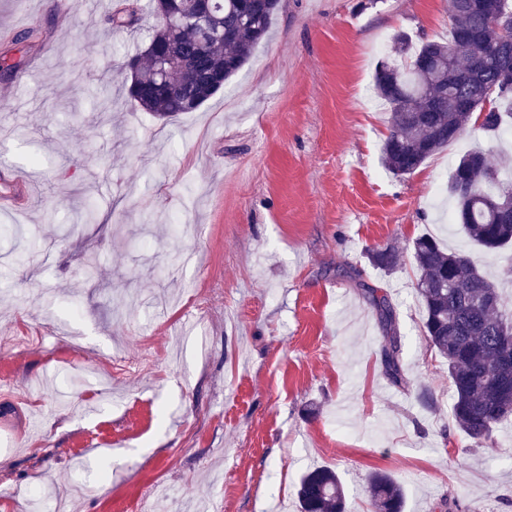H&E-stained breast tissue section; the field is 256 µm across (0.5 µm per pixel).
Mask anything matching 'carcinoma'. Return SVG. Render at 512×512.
Listing matches in <instances>:
<instances>
[{
	"instance_id": "obj_1",
	"label": "carcinoma",
	"mask_w": 512,
	"mask_h": 512,
	"mask_svg": "<svg viewBox=\"0 0 512 512\" xmlns=\"http://www.w3.org/2000/svg\"><path fill=\"white\" fill-rule=\"evenodd\" d=\"M280 0H148L156 23L148 43L129 56L128 94L142 112L167 116L193 112L219 92L207 81L224 70L223 82L249 62L269 33ZM451 38L418 45L405 33L393 40L381 60L374 93L389 106V134L382 144L384 167L396 176L413 174L429 157L464 130L470 114L487 112L483 130L498 134L512 117V86L503 87L502 70L512 65L486 49L499 44L498 18L512 16V0H450ZM500 169L481 148L455 164L448 193L460 231L474 244L498 255L512 248V180L488 184ZM419 277L416 292L424 308L427 340L448 363L453 389L452 419L474 447L490 440L512 417V362L501 360V347L512 332L500 288L491 276L462 253L446 250L432 237L413 243ZM370 262L387 272L398 255L385 249ZM384 331L382 361L395 385H405L401 337L387 295L364 289ZM372 512H403L405 493L384 473L368 483ZM300 512H346L345 492L336 471L327 466L300 479Z\"/></svg>"
}]
</instances>
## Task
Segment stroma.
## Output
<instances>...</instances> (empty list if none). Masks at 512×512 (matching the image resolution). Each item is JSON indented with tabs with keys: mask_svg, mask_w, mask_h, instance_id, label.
<instances>
[{
	"mask_svg": "<svg viewBox=\"0 0 512 512\" xmlns=\"http://www.w3.org/2000/svg\"><path fill=\"white\" fill-rule=\"evenodd\" d=\"M53 2L0 0V68L23 59L29 78L12 99L0 75V187L25 173L39 197L0 211V512H299L320 466L350 512H371L374 472L404 512H512V423L481 448L456 428L413 257L422 235L463 249L512 310V262L435 210L475 147L512 176V141L470 123L410 176L381 160L375 68L397 34L447 40L450 0H282L223 91L168 118L124 86L153 17L117 30L122 0L72 20ZM385 247L390 274L368 259ZM366 285L395 308L408 389L385 375Z\"/></svg>",
	"mask_w": 512,
	"mask_h": 512,
	"instance_id": "1",
	"label": "stroma"
}]
</instances>
